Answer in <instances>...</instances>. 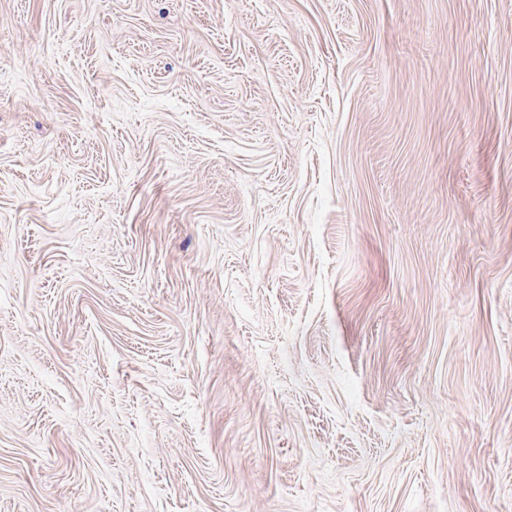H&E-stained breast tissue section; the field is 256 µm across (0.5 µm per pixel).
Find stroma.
<instances>
[{
  "mask_svg": "<svg viewBox=\"0 0 512 512\" xmlns=\"http://www.w3.org/2000/svg\"><path fill=\"white\" fill-rule=\"evenodd\" d=\"M0 512H512V0H0Z\"/></svg>",
  "mask_w": 512,
  "mask_h": 512,
  "instance_id": "35a3bbf8",
  "label": "stroma"
}]
</instances>
